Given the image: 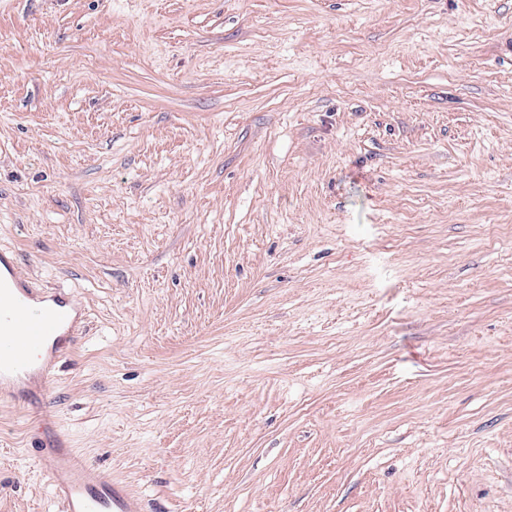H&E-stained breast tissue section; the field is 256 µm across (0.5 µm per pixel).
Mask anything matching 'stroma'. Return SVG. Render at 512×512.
I'll use <instances>...</instances> for the list:
<instances>
[{"label": "stroma", "mask_w": 512, "mask_h": 512, "mask_svg": "<svg viewBox=\"0 0 512 512\" xmlns=\"http://www.w3.org/2000/svg\"><path fill=\"white\" fill-rule=\"evenodd\" d=\"M1 252L0 512H512V0H0ZM27 278L22 267L1 253V394L5 390L17 394L26 379L35 374L45 383L53 374L55 358L66 351L70 337L77 334L85 317L69 293L53 291L36 296V289L25 284ZM32 302L44 304L35 308ZM53 479L62 512H139L140 504L112 476L87 464L72 448H43L31 461Z\"/></svg>", "instance_id": "1"}]
</instances>
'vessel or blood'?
<instances>
[{"label": "vessel or blood", "mask_w": 512, "mask_h": 512, "mask_svg": "<svg viewBox=\"0 0 512 512\" xmlns=\"http://www.w3.org/2000/svg\"><path fill=\"white\" fill-rule=\"evenodd\" d=\"M84 318L70 294H35L27 273L0 255V391L18 393L32 375L52 376ZM53 479L62 512H140V504L111 475L87 464L75 450L45 448L31 461Z\"/></svg>", "instance_id": "obj_1"}]
</instances>
